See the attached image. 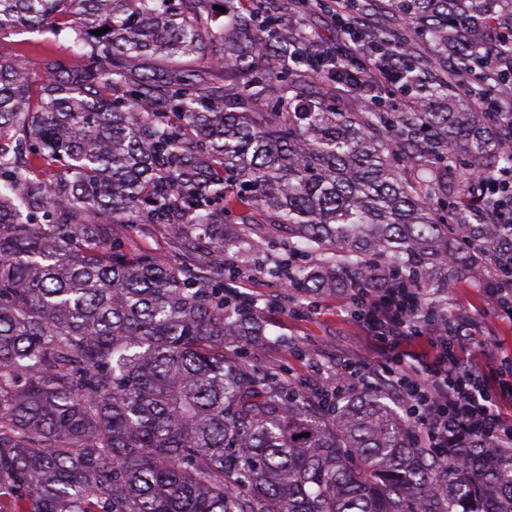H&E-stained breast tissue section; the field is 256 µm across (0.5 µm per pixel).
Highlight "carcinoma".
I'll return each mask as SVG.
<instances>
[{"instance_id":"carcinoma-1","label":"carcinoma","mask_w":512,"mask_h":512,"mask_svg":"<svg viewBox=\"0 0 512 512\" xmlns=\"http://www.w3.org/2000/svg\"><path fill=\"white\" fill-rule=\"evenodd\" d=\"M182 2L0 0V36L47 26L85 58L41 78L0 60V512H512V447L439 456L383 392L313 408L256 377L240 351L263 312L224 282V256L258 258L267 224L288 234L272 272L305 295L509 286L512 223L486 220L455 170L492 177L512 152L442 80L427 112L343 111L304 84L356 95L349 65L275 9L215 27L211 0ZM508 2L388 7L453 72H512ZM201 55L223 92L192 73ZM146 57L172 64L163 83L128 69ZM142 224L179 264L128 247Z\"/></svg>"}]
</instances>
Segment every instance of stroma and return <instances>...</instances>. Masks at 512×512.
Returning <instances> with one entry per match:
<instances>
[{
	"instance_id": "stroma-1",
	"label": "stroma",
	"mask_w": 512,
	"mask_h": 512,
	"mask_svg": "<svg viewBox=\"0 0 512 512\" xmlns=\"http://www.w3.org/2000/svg\"><path fill=\"white\" fill-rule=\"evenodd\" d=\"M387 4L388 0H377L367 18L368 27L392 28L397 37L409 43L416 61L440 73L441 64L429 35L418 25L395 20ZM282 23L332 48L340 46L329 13L319 9L314 0H308L303 8L296 0H289ZM51 58L72 67L82 63L67 40L49 33L19 31L0 36V59L21 62L35 76H44L45 63ZM234 264L237 273L233 287L262 309L266 321L265 336L247 356L256 375L312 398L333 379L337 364L357 359L370 366L379 361V353L352 315L350 294L297 297L287 281L273 274L269 266L260 267L239 257ZM438 302L449 317L468 313L479 319L477 333L487 339L489 346L486 353L476 357L475 364L488 381H496L503 371L501 354L512 353V315L494 307L476 280L453 282Z\"/></svg>"
}]
</instances>
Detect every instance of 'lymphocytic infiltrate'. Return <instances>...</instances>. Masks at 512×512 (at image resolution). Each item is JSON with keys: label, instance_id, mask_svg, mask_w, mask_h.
Wrapping results in <instances>:
<instances>
[{"label": "lymphocytic infiltrate", "instance_id": "f902f5d3", "mask_svg": "<svg viewBox=\"0 0 512 512\" xmlns=\"http://www.w3.org/2000/svg\"><path fill=\"white\" fill-rule=\"evenodd\" d=\"M332 19L357 88L378 101L381 92L393 85L394 71L412 66V59L403 52L358 50L356 33L364 21L354 0H336ZM362 301L357 319L387 362L372 370L348 362L337 373V382L369 377L398 394L413 425L412 435L422 447L446 449L476 440L512 444V414L501 410L499 399L466 360L467 354L484 353V343L476 340L466 349L459 343L460 336L472 328L469 319L458 318L450 334L441 330L433 316L417 324L418 294L402 297L388 288H374L365 290ZM422 337L428 344L425 354H410L408 344Z\"/></svg>", "mask_w": 512, "mask_h": 512}]
</instances>
